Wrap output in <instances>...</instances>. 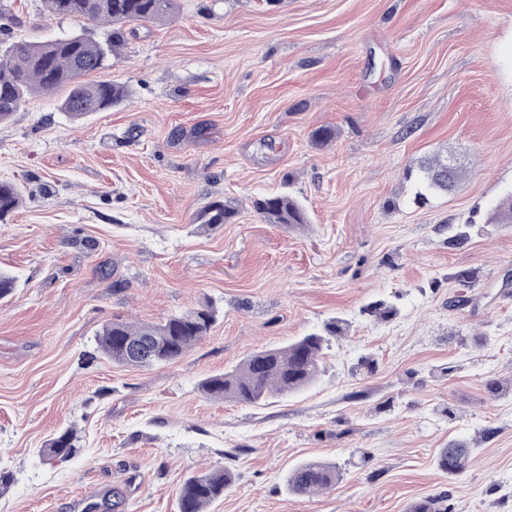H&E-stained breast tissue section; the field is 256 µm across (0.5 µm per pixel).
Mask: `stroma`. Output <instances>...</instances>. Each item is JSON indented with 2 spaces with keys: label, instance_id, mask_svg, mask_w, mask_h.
Returning <instances> with one entry per match:
<instances>
[{
  "label": "stroma",
  "instance_id": "1",
  "mask_svg": "<svg viewBox=\"0 0 512 512\" xmlns=\"http://www.w3.org/2000/svg\"><path fill=\"white\" fill-rule=\"evenodd\" d=\"M0 49L79 31L45 0H8ZM128 25L92 82L121 106L74 122L62 92L0 124V180L22 203L0 223V512H178L183 479L234 481L207 512H512V0H176ZM334 129L320 144L316 129ZM453 153L461 177L415 200L406 170ZM288 192L303 224L263 223L253 198ZM216 202L236 210L202 223ZM472 225L453 245L452 226ZM213 301L180 359L113 364L120 318L158 323ZM390 306L380 316L378 305ZM304 390L256 405L198 383L332 319ZM72 428L79 453L40 450ZM473 448L451 476L442 448ZM332 460L313 497L287 472ZM341 478L336 462L310 460L294 466L286 477L288 490L299 496H309L332 489Z\"/></svg>",
  "mask_w": 512,
  "mask_h": 512
}]
</instances>
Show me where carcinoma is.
<instances>
[{
  "mask_svg": "<svg viewBox=\"0 0 512 512\" xmlns=\"http://www.w3.org/2000/svg\"><path fill=\"white\" fill-rule=\"evenodd\" d=\"M54 15L79 19L87 27L79 32L56 38L16 43L0 52V123L9 120L35 93L67 89L60 109L73 121L81 120L121 104L128 98L127 89L119 84L90 83L83 77L100 69L108 55V45L89 30L97 23L114 25L112 43L123 39L126 23H154L173 16L175 0H47ZM456 176L448 162L434 158L420 168L418 182L423 191H446ZM21 204L18 186L0 182V220ZM252 207L266 224H304L303 206L286 193L261 195ZM235 215L228 204L208 210V224H225ZM489 224H512V197L497 205L487 218ZM218 310L201 304L174 314L160 323L131 324L114 319L105 324L96 337L97 351L113 363L132 367H149L179 359L194 343L208 334L217 320ZM343 330L342 322L327 323L324 333H310L279 348H262L252 352L234 370L205 378L201 391L210 397L241 404H257L268 394H289L307 388L320 373V358L325 337ZM146 344L138 361L127 356L125 344ZM80 448L76 436L64 430L45 443L41 454L60 461L74 457ZM472 451L464 444L443 448L438 466L450 475L468 467ZM341 478L334 462L310 460L294 466L286 477L288 490L309 496L333 488ZM226 469L195 473L180 486L179 512H203L224 496L233 483Z\"/></svg>",
  "mask_w": 512,
  "mask_h": 512,
  "instance_id": "cac0c4a2",
  "label": "carcinoma"
}]
</instances>
